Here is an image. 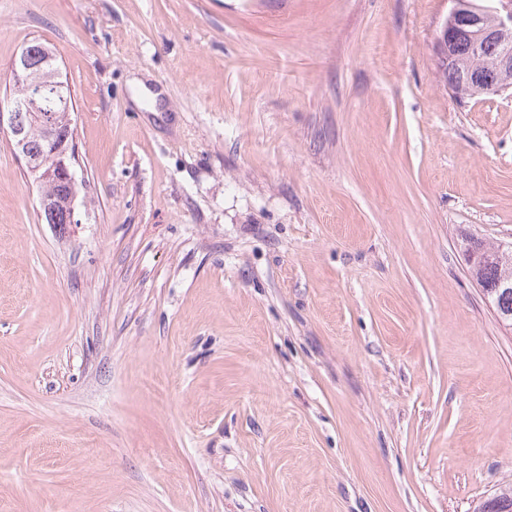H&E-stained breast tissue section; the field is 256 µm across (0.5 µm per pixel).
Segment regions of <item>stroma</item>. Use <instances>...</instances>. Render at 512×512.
<instances>
[{"label": "stroma", "mask_w": 512, "mask_h": 512, "mask_svg": "<svg viewBox=\"0 0 512 512\" xmlns=\"http://www.w3.org/2000/svg\"><path fill=\"white\" fill-rule=\"evenodd\" d=\"M448 0H0L75 101L74 221L0 133V512H474L512 483V90ZM465 1L448 0L452 7L436 31L434 48L440 71L457 62L458 42L465 34L464 24H468L469 64L460 70V84L482 94L511 88L503 85V81L512 74V1ZM487 2H497V6ZM466 16L469 18L463 22ZM487 46L496 50L491 60H485L483 51ZM463 245L468 258V262L470 264L472 275L476 279L477 283L483 287L482 290L484 295L487 296L495 310L500 311L501 315L503 316L506 313L511 314V317L505 316L503 322L512 328V292L510 293V291H512V263L511 261L510 263L505 262L501 265L499 263L508 257V254L504 252L510 251L511 253L512 244L501 243L498 245V247L485 248L486 256H488L489 259L498 262L485 264L481 261H478L477 259H475L472 264L470 263L469 255L471 249L475 245L474 236L465 235ZM507 246L509 247L508 249H506ZM506 275L511 276L504 278ZM497 284L498 287L496 288ZM500 288H503L505 294L508 295H504Z\"/></svg>", "instance_id": "obj_1"}]
</instances>
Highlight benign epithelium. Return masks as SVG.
I'll return each mask as SVG.
<instances>
[{
	"label": "benign epithelium",
	"mask_w": 512,
	"mask_h": 512,
	"mask_svg": "<svg viewBox=\"0 0 512 512\" xmlns=\"http://www.w3.org/2000/svg\"><path fill=\"white\" fill-rule=\"evenodd\" d=\"M452 7L436 31L434 48L439 69L457 62L461 36L469 46V64L459 73L460 84L483 94H496L505 89L506 77L512 74V0H489L467 3L449 0ZM55 54L42 44L26 43L12 61L15 83L25 91L0 105V130L7 132L16 156L22 158L40 183L52 182L70 190V211H75L78 181L74 170V127L55 120L52 109L71 112L63 93L67 84L59 70L54 81L43 83L36 78L43 66H54ZM36 128L45 149L30 150V132ZM40 218L46 224L57 223L56 211L49 196H40Z\"/></svg>",
	"instance_id": "7a95c632"
}]
</instances>
